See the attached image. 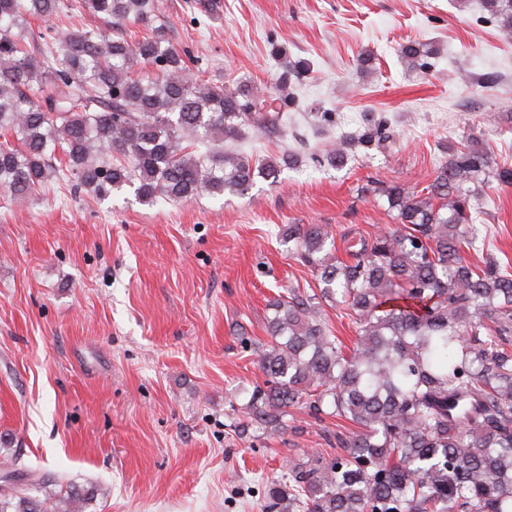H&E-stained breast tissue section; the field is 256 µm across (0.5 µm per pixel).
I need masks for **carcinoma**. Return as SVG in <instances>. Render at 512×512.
<instances>
[{
  "instance_id": "cac0c4a2",
  "label": "carcinoma",
  "mask_w": 512,
  "mask_h": 512,
  "mask_svg": "<svg viewBox=\"0 0 512 512\" xmlns=\"http://www.w3.org/2000/svg\"><path fill=\"white\" fill-rule=\"evenodd\" d=\"M506 40L512 0H482ZM73 10L103 27L49 26L43 45H24L28 20ZM145 30L138 39L119 31ZM156 0H0V196L20 203L50 175L104 199L126 185L144 203L242 194L276 182L293 162L254 160L222 149L198 156L188 141L234 140L242 127L286 128L294 100L288 76L267 87L215 86L195 60L160 35ZM53 94L40 103L35 89ZM395 131L369 119L361 143L387 148ZM346 142L324 150L347 161ZM512 186V164L473 142L448 151L421 194L391 183L394 227L351 236L344 260L321 224H291L288 241L316 274L321 297L355 314L350 349L334 336L316 297L299 287L270 303L269 340L257 365L266 388L248 402L250 424L277 433L289 408L350 421L341 452L288 469L270 483L272 512H512V274L485 253L462 257L483 214L470 184ZM11 463L15 481L0 512H85L95 487L38 496Z\"/></svg>"
}]
</instances>
